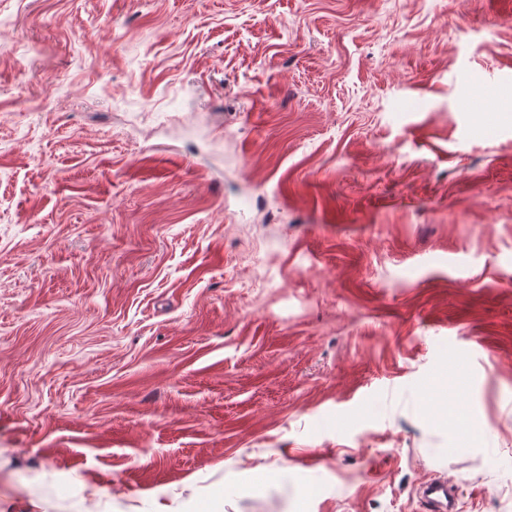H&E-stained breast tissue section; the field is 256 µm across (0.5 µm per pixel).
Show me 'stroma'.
Segmentation results:
<instances>
[{
  "label": "stroma",
  "instance_id": "35a3bbf8",
  "mask_svg": "<svg viewBox=\"0 0 512 512\" xmlns=\"http://www.w3.org/2000/svg\"><path fill=\"white\" fill-rule=\"evenodd\" d=\"M430 478L512 512V0H0V512Z\"/></svg>",
  "mask_w": 512,
  "mask_h": 512
}]
</instances>
